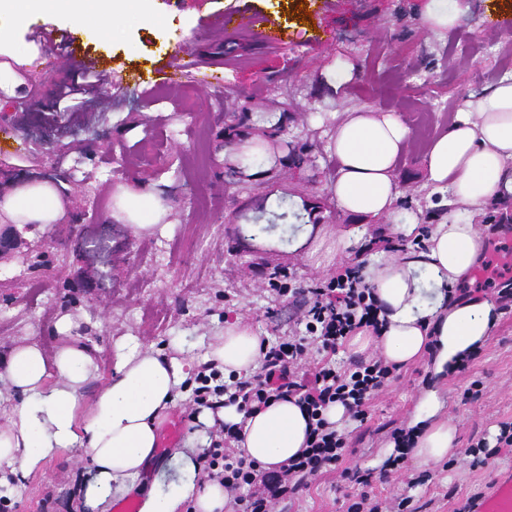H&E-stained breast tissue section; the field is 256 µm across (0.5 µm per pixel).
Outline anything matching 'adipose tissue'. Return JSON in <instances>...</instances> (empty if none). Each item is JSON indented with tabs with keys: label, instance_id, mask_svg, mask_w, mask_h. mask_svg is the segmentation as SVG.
I'll return each instance as SVG.
<instances>
[{
	"label": "adipose tissue",
	"instance_id": "1",
	"mask_svg": "<svg viewBox=\"0 0 512 512\" xmlns=\"http://www.w3.org/2000/svg\"><path fill=\"white\" fill-rule=\"evenodd\" d=\"M109 2L23 0L10 24L0 25V46L33 15L66 13L72 25L84 27L97 23ZM409 135L396 112L362 105L342 113L331 145L339 163L331 193L341 210L393 219L398 194L393 169ZM423 175L426 182L449 188L456 204L466 208L512 193V76L470 101L431 142ZM64 215V197L48 180L36 178L0 196V219L21 230L58 223ZM489 239L477 224L452 212L430 226L425 249L373 259L362 270L384 328L377 338L357 333L349 342L352 351L378 347L400 368L430 359L432 385L411 421L413 454L425 464L457 452V426L442 414L439 389L449 371L487 341L500 318L497 302L472 288ZM259 357V337L238 319L225 322L205 353L226 377L252 372ZM193 369L192 361L132 336L116 341L106 378L86 345L68 341L50 356L33 339L16 345L0 362V383L10 395L9 423L0 427V476L24 481L77 450L90 464L78 488L80 512H110L130 496L138 512H227L223 486L200 479L197 448L174 452L177 478L170 490L140 481L157 463L159 429ZM218 418L241 424L239 449L266 470L286 464L305 446L307 416L292 401H273L248 416L233 405L216 415L204 408L196 416L208 426Z\"/></svg>",
	"mask_w": 512,
	"mask_h": 512
}]
</instances>
